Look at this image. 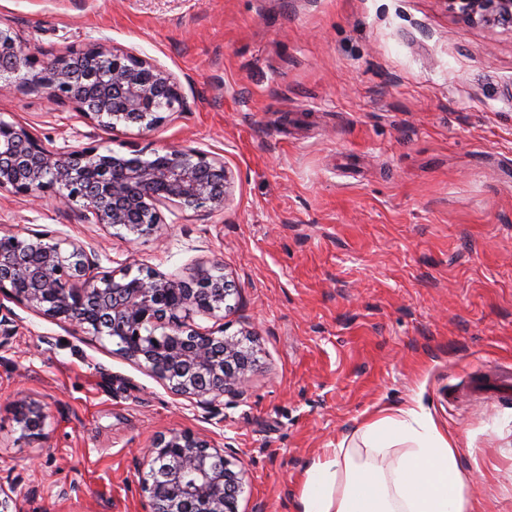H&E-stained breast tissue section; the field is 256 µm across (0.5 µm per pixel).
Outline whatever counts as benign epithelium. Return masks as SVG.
Returning <instances> with one entry per match:
<instances>
[{"instance_id": "1", "label": "benign epithelium", "mask_w": 512, "mask_h": 512, "mask_svg": "<svg viewBox=\"0 0 512 512\" xmlns=\"http://www.w3.org/2000/svg\"><path fill=\"white\" fill-rule=\"evenodd\" d=\"M472 23L512 28V0H444ZM68 101L102 129L135 123L151 131L183 107L179 83L164 66L127 50L97 44L39 62L10 27H0V80ZM224 160L187 147L145 157L98 153L95 147L48 149L24 123H0V193L49 197L104 228L137 239L162 229L161 208L221 210L228 197ZM231 288L219 268L188 281L128 267L100 273L94 250L30 229L0 236V298L74 327L117 340L119 352L162 380L176 396L208 404L243 388L253 362L239 340L195 325L196 314L228 309ZM16 418L31 437L42 408L22 399ZM244 471L224 449L191 431L155 438L140 473L143 512H239Z\"/></svg>"}]
</instances>
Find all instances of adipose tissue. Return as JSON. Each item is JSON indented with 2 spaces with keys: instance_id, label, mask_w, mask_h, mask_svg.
I'll return each instance as SVG.
<instances>
[{
  "instance_id": "obj_1",
  "label": "adipose tissue",
  "mask_w": 512,
  "mask_h": 512,
  "mask_svg": "<svg viewBox=\"0 0 512 512\" xmlns=\"http://www.w3.org/2000/svg\"><path fill=\"white\" fill-rule=\"evenodd\" d=\"M361 440L368 459L340 445L313 461L297 512H479L456 446L418 401L367 424Z\"/></svg>"
}]
</instances>
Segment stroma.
<instances>
[{"label":"stroma","instance_id":"stroma-1","mask_svg":"<svg viewBox=\"0 0 512 512\" xmlns=\"http://www.w3.org/2000/svg\"><path fill=\"white\" fill-rule=\"evenodd\" d=\"M40 60L93 44L156 60L186 106L155 130L98 129L73 104L0 93V122L56 151L223 159V210L163 213L128 240L79 208L0 194V236L92 248L101 271L189 278L221 265L218 316L253 350L243 392H168L115 342L8 302L0 328V484L18 512H142V450L191 430L246 471L241 512H296L316 456L417 398L487 512H512V396L449 399L512 365V30L443 0H0ZM42 406L22 435L18 399Z\"/></svg>","mask_w":512,"mask_h":512}]
</instances>
